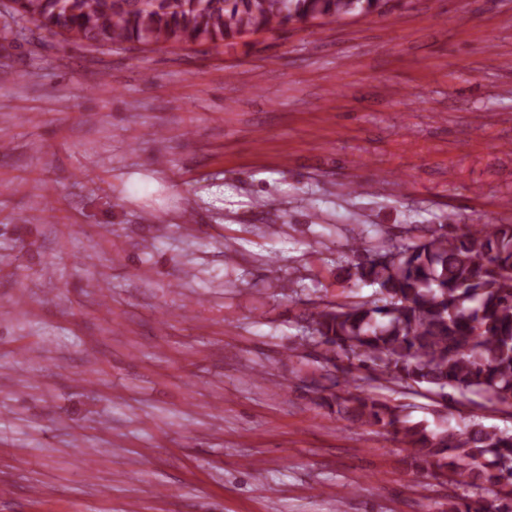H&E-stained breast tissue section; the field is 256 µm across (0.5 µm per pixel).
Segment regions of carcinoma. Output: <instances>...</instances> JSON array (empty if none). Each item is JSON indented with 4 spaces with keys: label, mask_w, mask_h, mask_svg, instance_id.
I'll return each instance as SVG.
<instances>
[{
    "label": "carcinoma",
    "mask_w": 512,
    "mask_h": 512,
    "mask_svg": "<svg viewBox=\"0 0 512 512\" xmlns=\"http://www.w3.org/2000/svg\"><path fill=\"white\" fill-rule=\"evenodd\" d=\"M388 0H9L4 12L29 32L62 43L112 47L137 43L215 47L249 32L309 18L386 11ZM357 279L383 305L352 302L304 312L323 362L354 358L377 383L448 388L495 405L512 400V224L460 232L424 227L406 245L351 244ZM350 425L390 427L416 466L496 492L495 503L459 498L448 512H512V434L471 422L457 429L412 423L404 408L353 386L322 397Z\"/></svg>",
    "instance_id": "obj_1"
}]
</instances>
